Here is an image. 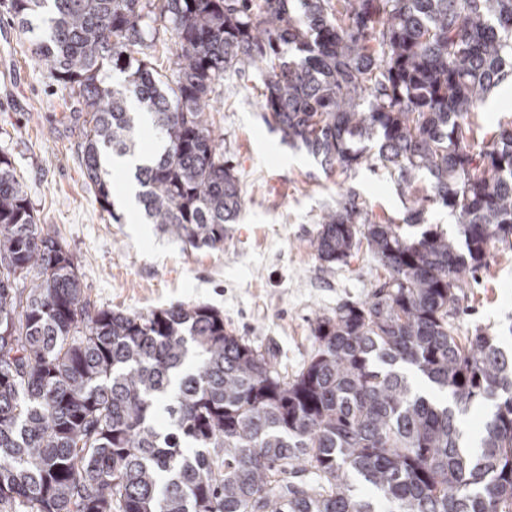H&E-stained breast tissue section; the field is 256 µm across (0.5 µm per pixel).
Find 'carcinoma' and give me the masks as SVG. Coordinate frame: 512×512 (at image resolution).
I'll return each instance as SVG.
<instances>
[{"mask_svg": "<svg viewBox=\"0 0 512 512\" xmlns=\"http://www.w3.org/2000/svg\"><path fill=\"white\" fill-rule=\"evenodd\" d=\"M8 10L76 96L106 211L103 150H135L138 106L162 144L134 173L144 219L193 248L223 244L242 199L210 112L224 74L256 62L264 119L290 146L331 173L372 160L408 205L401 223L376 221L348 192L323 214L318 260L364 244L388 278L318 317L288 378L208 305L95 306L1 153L0 512H376L357 480L389 512H512V353L448 321L455 290L512 237V123L479 138L472 120L512 75V0ZM158 45L170 78L136 58ZM109 64L124 75L110 87ZM435 206L457 235L428 224ZM484 402L495 411L469 448L459 415Z\"/></svg>", "mask_w": 512, "mask_h": 512, "instance_id": "obj_1", "label": "carcinoma"}]
</instances>
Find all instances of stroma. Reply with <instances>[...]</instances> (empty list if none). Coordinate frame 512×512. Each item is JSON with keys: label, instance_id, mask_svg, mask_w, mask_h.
<instances>
[{"label": "stroma", "instance_id": "35a3bbf8", "mask_svg": "<svg viewBox=\"0 0 512 512\" xmlns=\"http://www.w3.org/2000/svg\"><path fill=\"white\" fill-rule=\"evenodd\" d=\"M7 2L0 0V152L10 156L39 223L74 255L86 295L126 313L209 305L282 374L299 371L313 351L317 317L366 300L386 275L365 249L332 268L317 260L310 240L319 218L348 191L373 216L401 218L393 176L370 162L327 173L290 148L265 124L261 73L250 68L225 75L224 105L213 115L242 196L220 248L186 246L116 204L102 210L82 165L75 100L37 64ZM450 321L458 337L486 332L512 351V245L497 244L487 268L459 290Z\"/></svg>", "mask_w": 512, "mask_h": 512}]
</instances>
